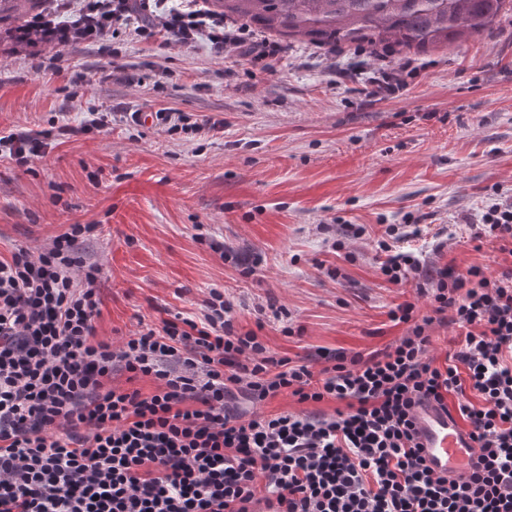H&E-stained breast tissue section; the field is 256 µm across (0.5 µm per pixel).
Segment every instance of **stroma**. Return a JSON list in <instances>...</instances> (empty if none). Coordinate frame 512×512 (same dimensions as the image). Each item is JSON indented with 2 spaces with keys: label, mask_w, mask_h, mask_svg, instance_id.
Returning <instances> with one entry per match:
<instances>
[{
  "label": "stroma",
  "mask_w": 512,
  "mask_h": 512,
  "mask_svg": "<svg viewBox=\"0 0 512 512\" xmlns=\"http://www.w3.org/2000/svg\"><path fill=\"white\" fill-rule=\"evenodd\" d=\"M144 18L131 14L105 46L58 49L0 28V135L53 132L45 157L0 159V258L96 225L78 251L100 269L98 338L121 343L170 312L201 318L215 288L235 329L279 355L386 348L406 330L392 308L429 311L416 282L386 283L376 260L385 226L409 216L419 233L402 245L431 267L512 264L463 224L512 195V17L425 53L395 50L392 64L412 70L388 97L369 94L380 60L368 49L286 39L261 72L203 38L143 42ZM164 108L224 130L120 119ZM111 110L109 128L79 133ZM61 125L70 133L55 134Z\"/></svg>",
  "instance_id": "35a3bbf8"
}]
</instances>
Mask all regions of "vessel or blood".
<instances>
[{"instance_id": "obj_1", "label": "vessel or blood", "mask_w": 512, "mask_h": 512, "mask_svg": "<svg viewBox=\"0 0 512 512\" xmlns=\"http://www.w3.org/2000/svg\"><path fill=\"white\" fill-rule=\"evenodd\" d=\"M417 431L432 470L452 480L467 471L476 450L457 417L432 405L422 406L417 411Z\"/></svg>"}]
</instances>
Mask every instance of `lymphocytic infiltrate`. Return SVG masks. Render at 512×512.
Here are the masks:
<instances>
[{
    "label": "lymphocytic infiltrate",
    "instance_id": "1",
    "mask_svg": "<svg viewBox=\"0 0 512 512\" xmlns=\"http://www.w3.org/2000/svg\"><path fill=\"white\" fill-rule=\"evenodd\" d=\"M69 8L45 0L23 35L101 44L142 11L144 41L190 47L203 36L262 71L283 55L198 0L161 13L149 0H83L58 21ZM94 230L73 224L38 254L0 259V512H512V265L495 276L477 265L434 272L387 225L382 275L394 286L424 280L431 311L398 304L389 318L406 332L394 345L324 352L317 369L237 333L215 290L202 318L174 314L117 346L98 339L99 269L76 252ZM468 231L512 255V202L485 206ZM437 321L454 333L440 363L428 355ZM119 372L156 388L111 385ZM284 394L302 411L258 412ZM322 402L334 412L307 411ZM425 402L469 431L476 463L458 480L421 453Z\"/></svg>",
    "mask_w": 512,
    "mask_h": 512
}]
</instances>
